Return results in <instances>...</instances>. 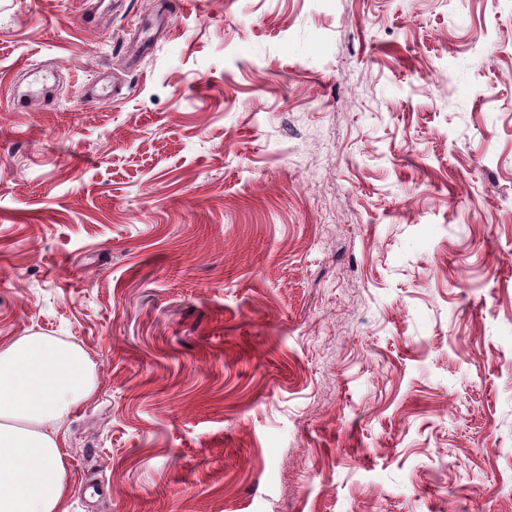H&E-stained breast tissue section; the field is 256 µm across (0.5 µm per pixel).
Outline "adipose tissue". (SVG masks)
I'll return each instance as SVG.
<instances>
[{"label": "adipose tissue", "mask_w": 512, "mask_h": 512, "mask_svg": "<svg viewBox=\"0 0 512 512\" xmlns=\"http://www.w3.org/2000/svg\"><path fill=\"white\" fill-rule=\"evenodd\" d=\"M96 389L76 344L32 334L0 345V512H67L58 434Z\"/></svg>", "instance_id": "1"}]
</instances>
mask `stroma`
I'll return each mask as SVG.
<instances>
[{
  "mask_svg": "<svg viewBox=\"0 0 512 512\" xmlns=\"http://www.w3.org/2000/svg\"><path fill=\"white\" fill-rule=\"evenodd\" d=\"M28 334L68 512H512V0H0Z\"/></svg>",
  "mask_w": 512,
  "mask_h": 512,
  "instance_id": "obj_1",
  "label": "stroma"
}]
</instances>
